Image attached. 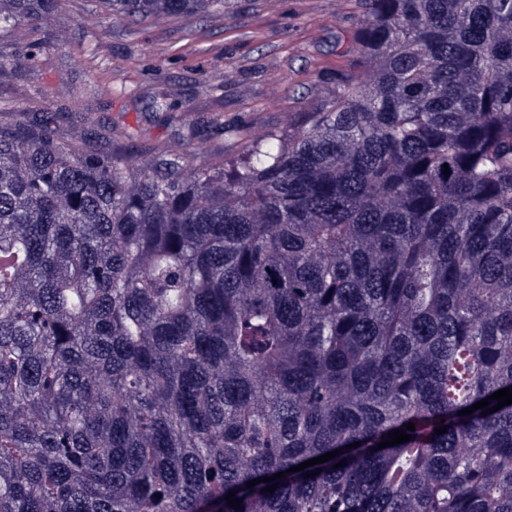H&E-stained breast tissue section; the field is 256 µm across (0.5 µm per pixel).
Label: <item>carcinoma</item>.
<instances>
[{
	"instance_id": "cac0c4a2",
	"label": "carcinoma",
	"mask_w": 512,
	"mask_h": 512,
	"mask_svg": "<svg viewBox=\"0 0 512 512\" xmlns=\"http://www.w3.org/2000/svg\"><path fill=\"white\" fill-rule=\"evenodd\" d=\"M509 25L369 0L375 80L219 166L0 129V512H512Z\"/></svg>"
}]
</instances>
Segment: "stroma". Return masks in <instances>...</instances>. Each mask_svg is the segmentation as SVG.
Wrapping results in <instances>:
<instances>
[{
	"label": "stroma",
	"instance_id": "35a3bbf8",
	"mask_svg": "<svg viewBox=\"0 0 512 512\" xmlns=\"http://www.w3.org/2000/svg\"><path fill=\"white\" fill-rule=\"evenodd\" d=\"M367 0H224L136 23L100 0H60L48 18L0 31V127L48 120L55 137L86 127L90 154L194 164L229 160L298 126L359 65ZM28 55L25 68L11 61Z\"/></svg>",
	"mask_w": 512,
	"mask_h": 512
}]
</instances>
